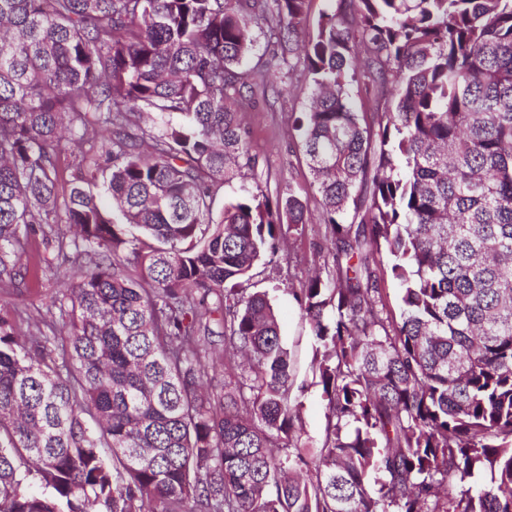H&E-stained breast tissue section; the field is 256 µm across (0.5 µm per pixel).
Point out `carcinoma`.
<instances>
[{"mask_svg":"<svg viewBox=\"0 0 512 512\" xmlns=\"http://www.w3.org/2000/svg\"><path fill=\"white\" fill-rule=\"evenodd\" d=\"M308 2L0 0V281L36 224L86 260L60 344L0 307V512H512V0H327L303 41L316 446L243 286L309 201L213 219L257 168L254 30L285 57ZM65 139L94 155L61 206Z\"/></svg>","mask_w":512,"mask_h":512,"instance_id":"cac0c4a2","label":"carcinoma"}]
</instances>
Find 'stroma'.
Masks as SVG:
<instances>
[{
  "mask_svg": "<svg viewBox=\"0 0 512 512\" xmlns=\"http://www.w3.org/2000/svg\"><path fill=\"white\" fill-rule=\"evenodd\" d=\"M290 71L280 72L277 93L257 95L254 107L242 115L252 130V147L258 158L255 179L246 184H232L222 188L214 203L215 217H222L225 202L239 195L241 187L261 186L268 195H275L284 187H292L296 194L309 195L311 175L301 153L295 149L291 128L292 115L304 111L309 102L310 81L304 70L303 55H290ZM317 238L307 234L293 238L289 258L275 263L260 262L247 288L266 293L280 324L281 338L293 361L298 380L306 390L302 401L306 437L319 439L325 427V408L322 390L310 370L313 341L307 321L294 299V289L300 288L312 264ZM29 254L35 273L25 279L0 283V305L8 306L25 318L51 320V302L62 288L55 270L59 264L54 240L42 233L32 234Z\"/></svg>",
  "mask_w": 512,
  "mask_h": 512,
  "instance_id": "35a3bbf8",
  "label": "stroma"
}]
</instances>
